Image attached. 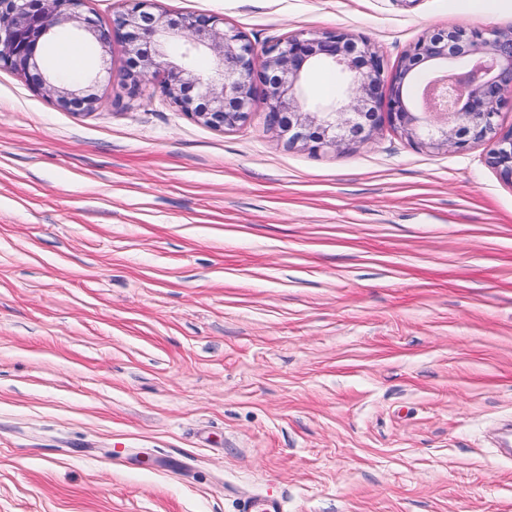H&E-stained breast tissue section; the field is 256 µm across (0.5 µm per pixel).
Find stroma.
Listing matches in <instances>:
<instances>
[{"label": "stroma", "mask_w": 512, "mask_h": 512, "mask_svg": "<svg viewBox=\"0 0 512 512\" xmlns=\"http://www.w3.org/2000/svg\"><path fill=\"white\" fill-rule=\"evenodd\" d=\"M256 47L367 37L395 67L436 27L512 29V0H159ZM97 109L0 70V512H512V184L488 147L383 126L288 147L263 102L217 131L126 54ZM312 69L308 107L345 91ZM491 447L495 448L498 456L511 459L512 457V419L501 422L491 436ZM283 508V500L271 495L249 497L242 504V512H283Z\"/></svg>", "instance_id": "stroma-1"}]
</instances>
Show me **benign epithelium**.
Returning a JSON list of instances; mask_svg holds the SVG:
<instances>
[{
    "label": "benign epithelium",
    "mask_w": 512,
    "mask_h": 512,
    "mask_svg": "<svg viewBox=\"0 0 512 512\" xmlns=\"http://www.w3.org/2000/svg\"><path fill=\"white\" fill-rule=\"evenodd\" d=\"M87 4L0 0V69L19 75L65 112L91 111L101 103L98 80L63 81L40 65L36 50L66 26L83 30L109 52L117 33L129 54L128 94L136 96L147 77L159 73L161 95L214 130L248 120L259 83L268 126L290 147L343 151L370 142L387 123L411 144L437 151L487 144L488 163L512 183V129L503 131L498 121L503 92L512 90V30L434 29L410 45L388 75L370 40L342 30L290 32L259 50L215 15L173 16L157 0H126L123 12L100 19L87 15ZM182 38L213 55L210 72H197L185 54L171 55ZM317 64L347 76V97L312 110L303 102L302 80ZM423 66L433 73L415 112L406 89Z\"/></svg>",
    "instance_id": "obj_1"
}]
</instances>
